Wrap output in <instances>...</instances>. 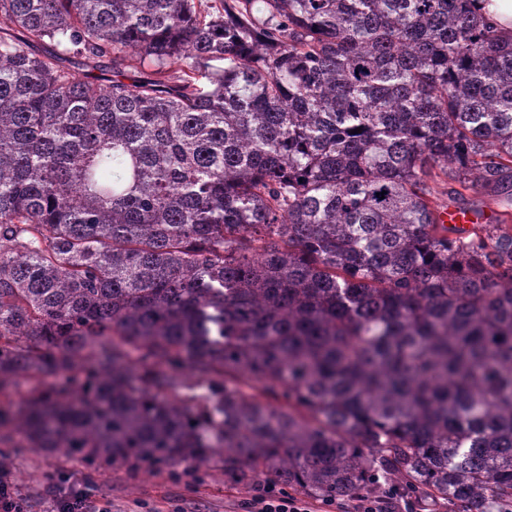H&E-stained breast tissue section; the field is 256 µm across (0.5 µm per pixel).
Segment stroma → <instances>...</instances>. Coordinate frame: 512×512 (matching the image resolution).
Masks as SVG:
<instances>
[{"label": "stroma", "mask_w": 512, "mask_h": 512, "mask_svg": "<svg viewBox=\"0 0 512 512\" xmlns=\"http://www.w3.org/2000/svg\"><path fill=\"white\" fill-rule=\"evenodd\" d=\"M10 456L9 477L27 512H50L47 488L55 481L62 492L86 493L91 512H245L257 486L225 476L219 454L179 464L176 477L167 467L143 473L117 466L92 475L79 459L31 448L19 435Z\"/></svg>", "instance_id": "stroma-1"}]
</instances>
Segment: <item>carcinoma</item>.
Wrapping results in <instances>:
<instances>
[{"label":"carcinoma","instance_id":"carcinoma-1","mask_svg":"<svg viewBox=\"0 0 512 512\" xmlns=\"http://www.w3.org/2000/svg\"><path fill=\"white\" fill-rule=\"evenodd\" d=\"M262 2L0 0V393L54 378L0 444L502 512L512 42L473 0ZM435 200L438 205L447 207L448 205H452L448 202V196L439 195ZM470 198L474 200L483 202L482 205L488 207L490 209H497L496 204L491 199V197L484 195H469ZM488 208H484V210L491 214V211ZM483 210V211H484ZM478 210H463L455 206H448L444 210L438 213V220L440 224H455L458 226H470L471 224H487L489 221V217L483 212Z\"/></svg>","mask_w":512,"mask_h":512}]
</instances>
